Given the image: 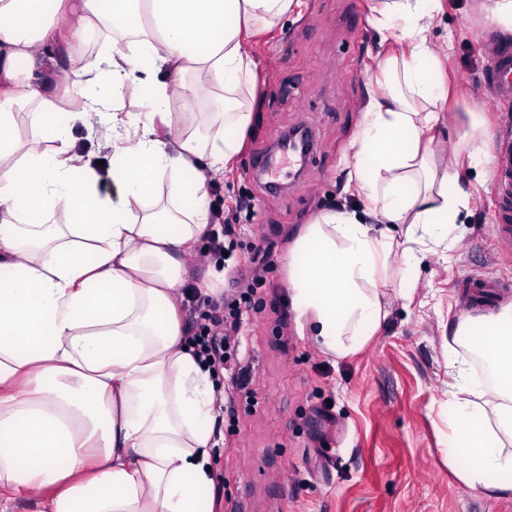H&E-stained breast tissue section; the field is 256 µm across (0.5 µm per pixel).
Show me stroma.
Segmentation results:
<instances>
[{
  "label": "stroma",
  "instance_id": "obj_1",
  "mask_svg": "<svg viewBox=\"0 0 512 512\" xmlns=\"http://www.w3.org/2000/svg\"><path fill=\"white\" fill-rule=\"evenodd\" d=\"M490 0H442L431 36L448 53L447 123L432 148L452 161L470 193V214L450 226L451 251L435 249L416 271L411 301L392 298L389 314L360 352L336 358L299 336L288 309V249L301 225L342 204L346 159L387 46L371 25L372 0H303L288 19L247 49L259 80L254 120L230 172L209 188L213 207L238 233L224 271L251 279L252 247L273 243L265 285L246 300L241 354L225 377L246 372L249 400L220 416L214 457V512H504L511 501L459 482L446 460L448 342L461 316L484 313L475 286L512 282V244L498 243L494 164L473 165L462 112L476 113L495 146L512 139V109L486 83L493 47L512 44ZM302 124L314 137L304 166L278 163L256 173L283 133Z\"/></svg>",
  "mask_w": 512,
  "mask_h": 512
}]
</instances>
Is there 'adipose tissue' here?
Instances as JSON below:
<instances>
[{"label":"adipose tissue","mask_w":512,"mask_h":512,"mask_svg":"<svg viewBox=\"0 0 512 512\" xmlns=\"http://www.w3.org/2000/svg\"><path fill=\"white\" fill-rule=\"evenodd\" d=\"M300 0H0V512H204L224 387L185 333L179 287L217 212L253 120L246 42ZM441 0H375L393 45L352 143L347 185L363 209L320 213L294 239L288 288L299 335L335 357L361 350L470 196L432 145L447 98L431 47ZM103 39L93 64L75 45ZM194 76L186 85V76ZM142 93L107 111L105 93ZM220 98L217 112L197 103ZM66 110L64 124L20 107ZM80 123L96 151H78ZM107 166H100L101 154ZM62 212L66 223L49 218ZM405 225L396 239L392 225ZM454 339L487 363L477 378L448 350V467L467 487L512 494V304L463 316Z\"/></svg>","instance_id":"adipose-tissue-1"}]
</instances>
